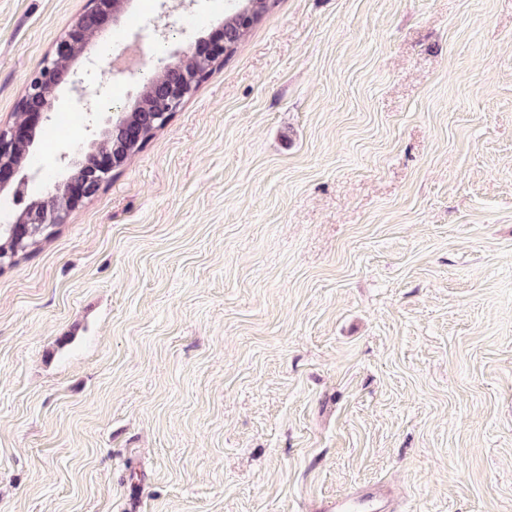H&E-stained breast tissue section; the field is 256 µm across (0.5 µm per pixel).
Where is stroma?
<instances>
[{"instance_id":"35a3bbf8","label":"stroma","mask_w":512,"mask_h":512,"mask_svg":"<svg viewBox=\"0 0 512 512\" xmlns=\"http://www.w3.org/2000/svg\"><path fill=\"white\" fill-rule=\"evenodd\" d=\"M227 0H132L218 32ZM90 0H0V128ZM86 82L115 102L139 73ZM60 89L28 160L86 122ZM512 512V0H277L0 270V512ZM365 503L380 512H395L391 493L377 485H363L353 491L336 497L326 507V512H355L359 504Z\"/></svg>"}]
</instances>
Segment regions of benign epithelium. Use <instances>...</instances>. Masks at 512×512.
Wrapping results in <instances>:
<instances>
[{
	"mask_svg": "<svg viewBox=\"0 0 512 512\" xmlns=\"http://www.w3.org/2000/svg\"><path fill=\"white\" fill-rule=\"evenodd\" d=\"M127 4L128 0H93L92 11L68 29L56 42L40 69L30 78L19 104L22 119L12 127L0 129V189H11L13 197L21 199L27 194L30 184L42 179V173L26 166L24 161H8L3 158V154L18 145L31 148L36 129L50 118L52 98L56 97L61 84H68L75 93L73 106L86 115L88 122L90 142L63 150L57 158L58 165L69 172L63 184L76 187L77 192H58L43 199L36 208L28 206L19 214L15 223L33 226L65 223L73 206L94 195L101 184L111 177L112 171L123 165L121 159H103L107 153L103 144L112 131V119L102 123L99 121L101 115L112 112L122 114L130 110L141 113V122L144 124L164 125L195 92L202 76L200 66L212 60L224 59L222 36L213 40L206 54L188 50L174 62L168 61L166 57L159 58L161 74L142 80V89L152 95L151 103L143 108L137 101L130 107L114 103L105 87L93 92L87 91L84 74L74 63L85 53L90 41L89 34L111 23L117 24Z\"/></svg>",
	"mask_w": 512,
	"mask_h": 512,
	"instance_id": "obj_1",
	"label": "benign epithelium"
}]
</instances>
